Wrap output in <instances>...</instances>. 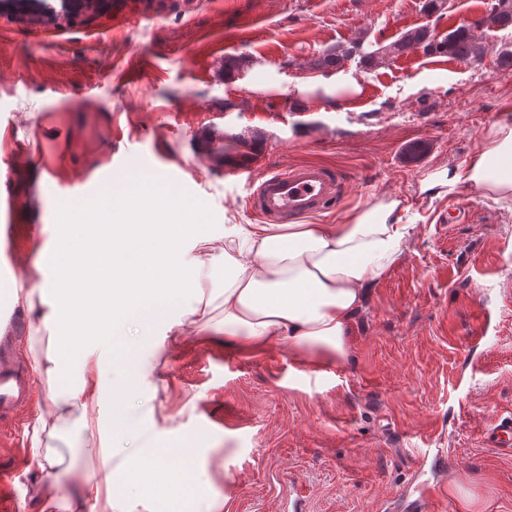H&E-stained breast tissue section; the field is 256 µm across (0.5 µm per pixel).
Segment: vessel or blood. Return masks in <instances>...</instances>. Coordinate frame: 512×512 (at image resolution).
I'll return each mask as SVG.
<instances>
[{
	"label": "vessel or blood",
	"mask_w": 512,
	"mask_h": 512,
	"mask_svg": "<svg viewBox=\"0 0 512 512\" xmlns=\"http://www.w3.org/2000/svg\"><path fill=\"white\" fill-rule=\"evenodd\" d=\"M240 135L242 144L224 146V176L246 181V205L257 217L273 224H292L327 210L343 195L346 174L332 166L301 163L261 172L266 153L263 130L246 127ZM22 327L14 317L0 329V422L4 424L13 419L34 385L12 344Z\"/></svg>",
	"instance_id": "b4317fda"
}]
</instances>
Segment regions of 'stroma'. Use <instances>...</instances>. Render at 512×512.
<instances>
[{
	"instance_id": "35a3bbf8",
	"label": "stroma",
	"mask_w": 512,
	"mask_h": 512,
	"mask_svg": "<svg viewBox=\"0 0 512 512\" xmlns=\"http://www.w3.org/2000/svg\"><path fill=\"white\" fill-rule=\"evenodd\" d=\"M423 0H97L41 15L0 9V320L9 289L47 294L41 250L79 222L106 191L134 192L143 174L190 209L181 246L252 224L247 186L224 177L223 146L208 127L241 130L261 113L264 169L314 162L348 178L334 209L399 196L414 230L347 338L343 364L296 362L287 343L226 344L215 329L172 348L158 327L127 374L137 396L113 455L194 437L196 493L228 496V512H415L435 490L439 512H459L451 489L479 512H512V453L485 436L512 416V209L452 182L485 129L512 116V32L484 28L482 64L415 50L375 71L344 70L361 95L335 111H297L289 80L314 82L311 61L364 37L373 50L429 25L447 35L482 16L487 0H449L426 16ZM240 65L225 71L227 59ZM423 141L427 154L405 158ZM45 172L43 184L31 170ZM455 206L465 221L445 223ZM100 434L68 422L55 441L61 466H28L29 439L0 445L13 475L14 512H57L32 495L49 480L81 512L82 482L100 466ZM301 487L294 496L293 487Z\"/></svg>"
}]
</instances>
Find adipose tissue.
<instances>
[{
  "instance_id": "adipose-tissue-1",
  "label": "adipose tissue",
  "mask_w": 512,
  "mask_h": 512,
  "mask_svg": "<svg viewBox=\"0 0 512 512\" xmlns=\"http://www.w3.org/2000/svg\"><path fill=\"white\" fill-rule=\"evenodd\" d=\"M357 78L343 71L317 82L289 83L288 94L298 107L319 95L323 109H334L360 95ZM463 176L484 196L512 205V119L490 126L483 143L469 158ZM130 202L124 223L101 220L105 201L86 207L77 229L39 254L36 268L55 272L52 295L35 302L24 284L12 289L13 302L37 311L53 327L73 326L56 348L33 357L35 382L46 384L47 404L37 407L26 425L31 459L41 470L58 460L51 441L59 424L80 408L84 427L100 424L110 410L111 434H118L122 412L135 392L104 382L101 361L84 356L87 344L108 335L114 359L134 365L138 352L122 326L131 324L137 335L168 327L174 342L188 335L190 326L218 313L215 328L244 349H263L287 343L295 359L314 366H334L346 358L345 340L355 317L373 288L396 264L413 227L403 221L399 198L383 196L354 210L333 224H228L223 239L201 238L195 267H185L179 236L160 223L152 211L159 199L152 177ZM224 265V287L209 288L204 271ZM102 272V288L86 295L82 284ZM183 302L181 316H173L175 302ZM78 362V379H64L67 360ZM195 442L186 439L173 448H144L110 468L106 483L84 482L81 496L89 512H115L114 487L132 475H150L181 489L167 500L162 512H185V491L193 485L188 466Z\"/></svg>"
}]
</instances>
